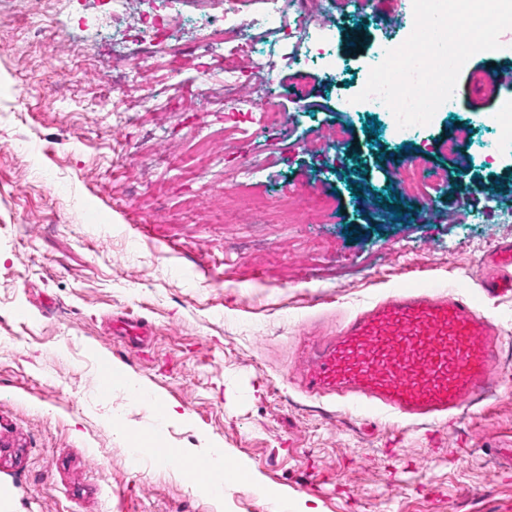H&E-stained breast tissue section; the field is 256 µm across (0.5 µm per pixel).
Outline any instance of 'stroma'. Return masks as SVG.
Masks as SVG:
<instances>
[{"instance_id":"35a3bbf8","label":"stroma","mask_w":512,"mask_h":512,"mask_svg":"<svg viewBox=\"0 0 512 512\" xmlns=\"http://www.w3.org/2000/svg\"><path fill=\"white\" fill-rule=\"evenodd\" d=\"M397 10L395 24L381 22ZM122 8L93 0H0V512H512V468L496 446L512 442V295L484 298L501 329L494 392L452 422L406 428L301 393L300 362L319 336L411 278L475 290L482 256L512 240V138L500 139L473 103L469 74L503 61L474 54L459 75L455 111L441 108L401 150L387 113H345L376 46L406 37L411 0H374L337 12L334 0H288L289 24L331 31L335 68L304 63V44L246 73L238 97L277 107V128L224 107V76L171 75L158 52L139 81L152 112H129L100 90L119 85L111 23ZM362 28L363 51L345 50ZM379 120L378 134L368 124ZM352 142L305 148L336 123ZM474 144L466 165L443 144L456 124ZM232 126L234 145L203 127ZM446 175L426 199L397 176L409 156ZM249 175L261 214H232L213 190L233 170ZM498 183L481 195L474 181ZM362 185V197L353 185ZM330 196L323 224L279 223L284 193ZM396 197L394 219L381 200ZM444 219L421 221L424 201ZM140 318L150 345L131 351L111 319ZM130 372L187 421L168 425L171 448L222 447L249 472L216 501L205 480L151 456L133 458L126 429L156 417L126 388L102 393L103 360Z\"/></svg>"}]
</instances>
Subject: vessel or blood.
I'll list each match as a JSON object with an SVG mask.
<instances>
[{
    "mask_svg": "<svg viewBox=\"0 0 512 512\" xmlns=\"http://www.w3.org/2000/svg\"><path fill=\"white\" fill-rule=\"evenodd\" d=\"M472 81L477 99H498L512 91V66ZM484 263L491 273L477 293L404 282L346 319L337 336L318 339L303 363L307 392L336 394L363 415L397 413L411 423L479 404L496 383L499 331L477 308L481 297L512 292V241ZM118 333L134 351L151 336L139 320L123 322Z\"/></svg>",
    "mask_w": 512,
    "mask_h": 512,
    "instance_id": "1",
    "label": "vessel or blood"
}]
</instances>
